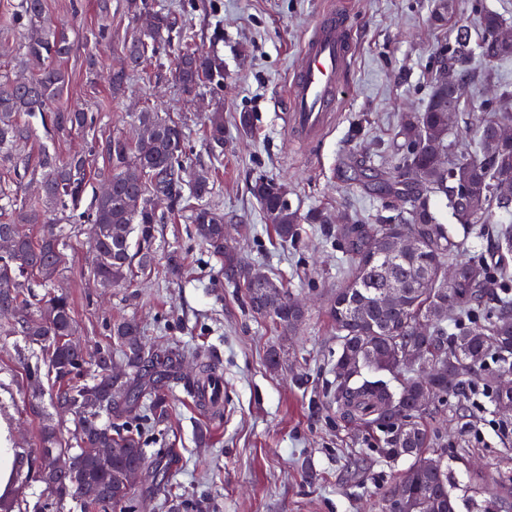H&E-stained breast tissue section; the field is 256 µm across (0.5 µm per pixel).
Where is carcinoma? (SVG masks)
<instances>
[{
  "instance_id": "carcinoma-1",
  "label": "carcinoma",
  "mask_w": 512,
  "mask_h": 512,
  "mask_svg": "<svg viewBox=\"0 0 512 512\" xmlns=\"http://www.w3.org/2000/svg\"><path fill=\"white\" fill-rule=\"evenodd\" d=\"M134 7L153 14L154 23L124 46V64L112 71L114 92L139 69L148 49L175 37L181 49L174 79L181 92L194 97L206 86H224L222 59L191 49L193 35L170 11L154 9L152 0H140ZM471 8L479 16V40L471 43L468 29L461 26L453 40L435 51L425 108L402 116L393 137V164L362 183L368 191L391 196L396 214L378 216L372 224L350 216L336 225L346 266L330 308L338 353L331 361L328 407L348 424H378L382 457L414 458L394 486L375 492L378 512H456L449 470L437 473L427 467L426 449L441 442L428 420L448 397L467 400L478 386L486 389L494 408L512 406V391L498 383L503 373H512V224L503 219L512 207L498 194L499 183L512 180V140L484 135L487 128L512 126V112L507 110L512 93L504 90L475 105L494 117L478 125L474 149L468 152L448 141V108L441 86L446 77L463 94L469 81L467 63L476 50L490 63L511 58L512 49L504 43L512 40V32L484 0H471ZM0 22L20 35L34 69L24 79L0 72V164H15L18 150L32 135L22 117L50 111L68 84L61 62L70 54L71 42L46 18L42 0H18ZM136 119L152 134L135 142L110 138L101 144L110 164L109 191L95 198L90 211H79L89 166L84 154L63 158L42 150L37 165L40 193L28 201H18L19 185L0 188V239L12 241L10 250H0V308L13 307L18 313L14 331L45 352L48 369L58 381L51 400L74 415L80 436L72 471L58 476L43 466L41 476L60 496L82 499L83 485H100L104 498L91 506L94 512H136L137 487L122 490L118 482L127 466L145 468L149 463L143 429L150 419L168 417L176 364L174 354L152 351L133 319L112 323L111 342L91 354L71 339L77 326L69 297L56 291L67 259L61 214L67 212L73 222L85 224L90 256L86 275L108 290L131 283L134 270L145 272L154 265L152 245L163 215L148 204L151 196L166 195L172 211L192 198L193 236L220 260L219 274L245 288L253 314L269 317L288 331L304 320L303 306L281 283L260 269H242L224 248V215L208 202L210 182L202 176L186 179L182 126L162 112H140ZM52 123L57 135L65 137L94 128L97 113L79 108L55 111ZM209 143L224 146V121L218 113L210 120ZM252 194L285 243L297 242L303 224L330 223L322 211L302 214L292 208L287 188L273 179L256 182ZM439 196L447 200L464 233L491 232L490 257L464 255L463 243L432 208V198ZM450 267L456 273L454 287L446 280ZM35 285L51 292L38 300L36 314L27 315ZM216 372L211 363L198 364L192 382L195 397L202 398ZM387 374L401 377L399 390L384 379ZM38 447L62 452L53 425L41 427ZM94 448L126 452L105 465ZM494 471L502 492L500 507L508 509L512 448L503 449Z\"/></svg>"
}]
</instances>
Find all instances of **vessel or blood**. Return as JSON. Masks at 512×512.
<instances>
[{"instance_id": "b4317fda", "label": "vessel or blood", "mask_w": 512, "mask_h": 512, "mask_svg": "<svg viewBox=\"0 0 512 512\" xmlns=\"http://www.w3.org/2000/svg\"><path fill=\"white\" fill-rule=\"evenodd\" d=\"M355 28L348 0H335L304 38L281 107L295 145H318L332 125L341 93L350 82Z\"/></svg>"}]
</instances>
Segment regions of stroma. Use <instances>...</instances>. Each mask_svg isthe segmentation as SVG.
Returning <instances> with one entry per match:
<instances>
[{
	"label": "stroma",
	"instance_id": "35a3bbf8",
	"mask_svg": "<svg viewBox=\"0 0 512 512\" xmlns=\"http://www.w3.org/2000/svg\"><path fill=\"white\" fill-rule=\"evenodd\" d=\"M173 11L195 36V47L224 61V86L190 99L172 78L179 52L171 45L147 59L120 95L97 75V67L118 64L122 48L142 27L127 0H43L46 15L66 30L72 50L64 62L68 89L55 109L84 107L96 112L93 130L54 136L33 117V136L11 172L0 182L22 184L26 197L37 193L35 163L42 149L61 156L85 150L109 137L130 136L134 113H170L186 136L189 173H207L210 203L223 212L229 242L248 264L265 267L306 308L296 335L283 334L267 318L248 311L243 289L218 275L219 263L192 236L183 212H164L158 226L155 268L125 288L102 292L83 270L87 260L82 226L69 223V263L60 278L85 347L109 340L116 319L136 320L156 348L177 340L215 364L224 378V413L205 412L183 385H175L167 421L143 433L148 453L157 454L138 484V512H160L172 499L175 512H376L375 488L394 482L411 458L383 460L369 429L347 424L324 398L333 376L336 328L330 300L340 284L345 256L332 225L307 224L299 243L282 242L251 193L255 181L287 183L289 200L300 212L373 218L388 214V202L361 193L352 184L353 161L380 167L391 155V138L405 112L424 108L430 93L433 52L455 27L476 31L469 0H454L452 12H436L438 0H351L359 22L351 85L336 122L322 143L302 151L288 139L281 102L301 41L325 0H156ZM109 36L98 39L100 28ZM473 79L467 97L493 94L512 85V58L488 66L480 56L468 64ZM224 114V150L208 142V117ZM252 116L242 130L240 113ZM184 254L181 278L168 276L172 253ZM11 318L0 317V434L22 454V477L12 486L8 512H42L52 495L40 473L37 446L44 416H51L65 447H75L71 415L48 400L56 390L38 345L10 334ZM278 352L282 367L268 365ZM38 370L32 387L30 370ZM484 395L461 403L449 398L436 425L445 445L436 454L447 462L459 498L457 512H498L491 465L512 423L493 416ZM53 501V500H52Z\"/></svg>",
	"mask_w": 512,
	"mask_h": 512
}]
</instances>
